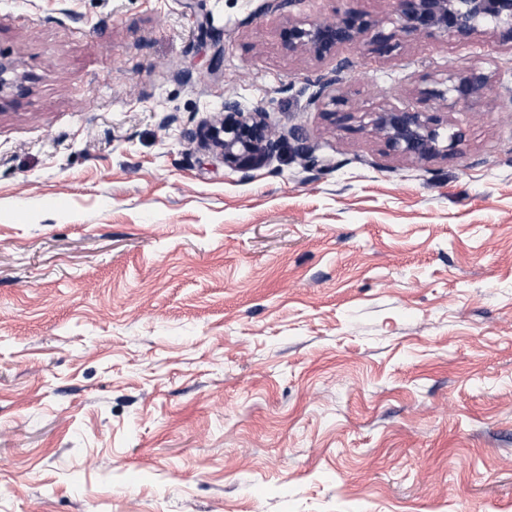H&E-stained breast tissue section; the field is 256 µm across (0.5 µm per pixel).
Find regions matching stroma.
I'll use <instances>...</instances> for the list:
<instances>
[{"label": "stroma", "instance_id": "stroma-1", "mask_svg": "<svg viewBox=\"0 0 512 512\" xmlns=\"http://www.w3.org/2000/svg\"><path fill=\"white\" fill-rule=\"evenodd\" d=\"M264 4L0 0V512H512V45L347 46L338 126ZM475 66L457 154L367 128ZM228 96L313 158L185 139Z\"/></svg>", "mask_w": 512, "mask_h": 512}]
</instances>
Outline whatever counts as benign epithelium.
<instances>
[{
  "instance_id": "7a95c632",
  "label": "benign epithelium",
  "mask_w": 512,
  "mask_h": 512,
  "mask_svg": "<svg viewBox=\"0 0 512 512\" xmlns=\"http://www.w3.org/2000/svg\"><path fill=\"white\" fill-rule=\"evenodd\" d=\"M395 32L386 35L382 22L347 9L331 22L314 19H288L280 37L290 52H308L317 58H335L338 52L353 44L386 43L396 35L446 36L458 41L467 40L482 25L493 26V32L504 42L512 43V0H396ZM348 63H339L334 70L316 80L318 90L312 102L321 104L325 114L334 121L351 118L344 110L343 96L338 94L339 73ZM14 71L11 62L0 59V93L10 90L22 93L25 86L9 78ZM431 87L420 92L419 107H392L369 113L371 132L385 147L406 157L427 161L457 153L463 143L459 132H448V122L440 112L426 107L438 101L443 108L481 102L493 87L492 72L470 68L462 72L428 77ZM187 137L203 148L219 155L224 164L248 173L274 157L282 144L291 140L302 157L312 154L302 130L291 127L276 133L267 120L266 112L244 110L232 98H224V113L204 121Z\"/></svg>"
}]
</instances>
